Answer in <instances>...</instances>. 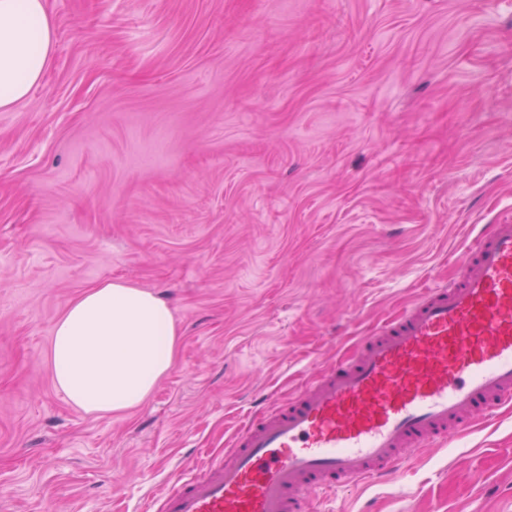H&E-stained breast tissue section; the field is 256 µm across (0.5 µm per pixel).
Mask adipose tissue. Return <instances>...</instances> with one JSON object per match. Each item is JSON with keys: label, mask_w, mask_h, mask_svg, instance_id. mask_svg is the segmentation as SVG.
<instances>
[{"label": "adipose tissue", "mask_w": 512, "mask_h": 512, "mask_svg": "<svg viewBox=\"0 0 512 512\" xmlns=\"http://www.w3.org/2000/svg\"><path fill=\"white\" fill-rule=\"evenodd\" d=\"M53 45L46 0H0V109L41 81ZM177 339L161 297L121 281L97 284L55 326L48 354L54 384L85 412L129 410L172 368Z\"/></svg>", "instance_id": "ef3b65f1"}]
</instances>
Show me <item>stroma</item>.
I'll return each instance as SVG.
<instances>
[{
    "label": "stroma",
    "instance_id": "1",
    "mask_svg": "<svg viewBox=\"0 0 512 512\" xmlns=\"http://www.w3.org/2000/svg\"><path fill=\"white\" fill-rule=\"evenodd\" d=\"M0 110V512H143L255 412L459 279L512 216V0H47ZM179 330L139 406L54 384L88 287ZM308 512H512V412Z\"/></svg>",
    "mask_w": 512,
    "mask_h": 512
}]
</instances>
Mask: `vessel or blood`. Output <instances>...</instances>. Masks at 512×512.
<instances>
[{
  "mask_svg": "<svg viewBox=\"0 0 512 512\" xmlns=\"http://www.w3.org/2000/svg\"><path fill=\"white\" fill-rule=\"evenodd\" d=\"M512 405V222L460 278L366 337L350 362L253 418L221 459L184 472L158 512H306L315 488L391 473L413 449Z\"/></svg>",
  "mask_w": 512,
  "mask_h": 512,
  "instance_id": "1",
  "label": "vessel or blood"
}]
</instances>
